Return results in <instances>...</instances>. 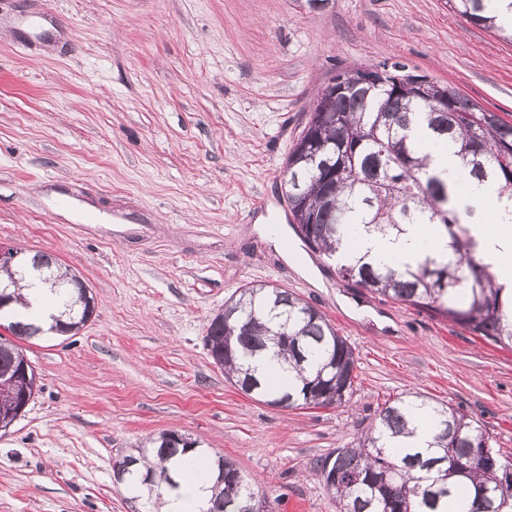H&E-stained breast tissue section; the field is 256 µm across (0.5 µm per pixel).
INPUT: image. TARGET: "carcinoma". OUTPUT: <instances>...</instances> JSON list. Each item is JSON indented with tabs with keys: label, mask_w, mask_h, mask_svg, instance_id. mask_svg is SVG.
<instances>
[{
	"label": "carcinoma",
	"mask_w": 512,
	"mask_h": 512,
	"mask_svg": "<svg viewBox=\"0 0 512 512\" xmlns=\"http://www.w3.org/2000/svg\"><path fill=\"white\" fill-rule=\"evenodd\" d=\"M460 17L502 33L488 14L487 0H448ZM400 84L380 78L353 90L357 67L336 74V97L319 95L316 113L288 153L286 198L295 234L306 247L336 256L355 225L368 233L400 234L407 224H438L448 232V256L427 257L402 270L357 260L337 264L342 278L463 327L495 344L512 348V291L496 283L477 248L470 224L479 210L431 169L423 140L412 135L425 124L430 138L458 147L463 178L492 184L512 201V123L462 96L454 87L402 72ZM318 155V165L312 156ZM36 275L60 304L59 332L67 335L93 316L94 299L86 284L55 258L23 254L21 263L0 265V288L9 303L0 318L9 320L13 339L0 338V376L28 370L35 393L37 376L15 339L37 329L22 321L20 282ZM206 347L214 364L246 395L282 408L339 407L353 392L355 349L337 334L325 315L286 288L270 285L241 289L209 320ZM266 352L283 359L298 377L287 392L263 383L247 359ZM431 418L435 435L426 451L393 441L412 434L414 409ZM23 405L10 390L0 391V430L11 426ZM166 430L113 462L117 481L139 493L141 512H159L163 490L174 488L171 465L185 458L186 444ZM497 453L492 438L472 417L452 405L432 403L420 394L385 403L358 441L316 462V475L336 495L340 512H448V501L471 491L468 512H512V466L490 463ZM214 512H252L255 494L235 464L214 458Z\"/></svg>",
	"instance_id": "obj_1"
}]
</instances>
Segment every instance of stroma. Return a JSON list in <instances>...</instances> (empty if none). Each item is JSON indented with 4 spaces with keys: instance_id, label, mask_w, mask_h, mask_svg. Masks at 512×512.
Returning a JSON list of instances; mask_svg holds the SVG:
<instances>
[{
    "instance_id": "35a3bbf8",
    "label": "stroma",
    "mask_w": 512,
    "mask_h": 512,
    "mask_svg": "<svg viewBox=\"0 0 512 512\" xmlns=\"http://www.w3.org/2000/svg\"><path fill=\"white\" fill-rule=\"evenodd\" d=\"M384 61L512 122V43L448 0H0V246L54 255L95 297L77 334L22 344L38 389L0 431V512H137L112 462L163 430L275 512H338L314 463L410 393L512 462V350L353 287L290 226L310 108L336 72ZM262 283L354 348L347 403L271 407L212 362L210 318Z\"/></svg>"
}]
</instances>
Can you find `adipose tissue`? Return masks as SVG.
Listing matches in <instances>:
<instances>
[{
  "mask_svg": "<svg viewBox=\"0 0 512 512\" xmlns=\"http://www.w3.org/2000/svg\"><path fill=\"white\" fill-rule=\"evenodd\" d=\"M466 198L482 211L484 221L473 236L498 283L512 287V205L495 187L471 182ZM448 238L432 224H410L399 237L359 234L339 250L346 261L359 257L381 264H417L428 256L447 253ZM214 497L212 477L199 470L183 469L178 489L164 498L160 512H207Z\"/></svg>",
  "mask_w": 512,
  "mask_h": 512,
  "instance_id": "1",
  "label": "adipose tissue"
}]
</instances>
